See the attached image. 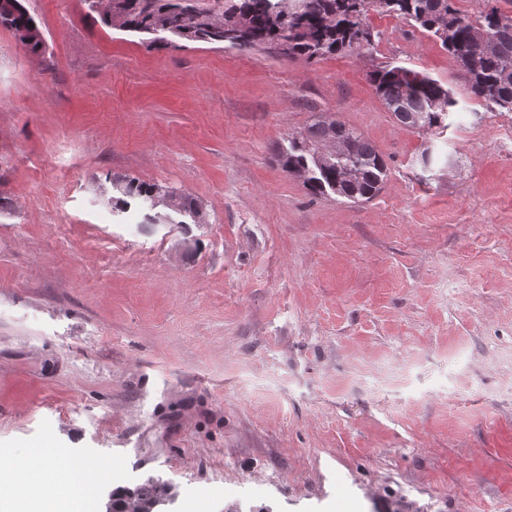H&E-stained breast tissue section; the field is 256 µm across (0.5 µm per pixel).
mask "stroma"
Instances as JSON below:
<instances>
[{"label":"stroma","instance_id":"obj_1","mask_svg":"<svg viewBox=\"0 0 512 512\" xmlns=\"http://www.w3.org/2000/svg\"><path fill=\"white\" fill-rule=\"evenodd\" d=\"M25 5L47 49L0 27V449L113 463L94 512L150 478L155 512H512V113L375 12L373 47L309 62ZM384 65L452 90L448 130L394 119ZM320 114L384 159L372 199L278 163ZM115 175L203 223L112 211ZM112 190L115 191L117 196L112 195L107 203L110 204L113 211L127 212L130 209L132 202L138 205H150V198L154 190L158 196L154 198L155 205H163L173 211V202L176 200V208L180 211L191 212L197 209L200 205L193 198L179 192L177 189L169 188L160 190L163 187L159 184H149L136 179H129L128 177H113ZM201 216V208L199 207L195 215V220L199 222Z\"/></svg>","mask_w":512,"mask_h":512}]
</instances>
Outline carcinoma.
<instances>
[{
  "label": "carcinoma",
  "mask_w": 512,
  "mask_h": 512,
  "mask_svg": "<svg viewBox=\"0 0 512 512\" xmlns=\"http://www.w3.org/2000/svg\"><path fill=\"white\" fill-rule=\"evenodd\" d=\"M84 2L104 26L140 37L148 49L162 44L161 35L174 42L223 44L230 34L237 49L260 48L308 60L372 46L381 36L367 23L368 13L375 11L409 21L435 38L456 61L473 98L512 112V11L495 5L497 0H481L475 15L460 10L457 0H224L219 13L203 0H110L111 8L104 12L94 0ZM0 26L13 31L27 52L42 53L32 34L38 25L23 0H0ZM368 79L400 124L426 133L448 128L457 101L438 81L390 65L369 71ZM329 139L339 142L342 163L353 171L354 181H336L334 158L317 165L316 154ZM280 162L290 171H306L304 185L312 194L332 190L353 203L374 197L386 173L375 147L335 120L317 119L293 136ZM111 184L115 195L107 203L119 212L133 203L150 204L154 190L161 188L120 176ZM170 495L168 484L149 479L113 499L112 512H153Z\"/></svg>",
  "instance_id": "cac0c4a2"
}]
</instances>
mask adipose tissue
<instances>
[{"label": "adipose tissue", "instance_id": "adipose-tissue-1", "mask_svg": "<svg viewBox=\"0 0 512 512\" xmlns=\"http://www.w3.org/2000/svg\"><path fill=\"white\" fill-rule=\"evenodd\" d=\"M56 458V449L43 445L25 457L23 471L50 475L43 491L30 495L21 491V471L1 469L0 502H9L13 512H90L99 465L83 463L72 468L58 465Z\"/></svg>", "mask_w": 512, "mask_h": 512}]
</instances>
